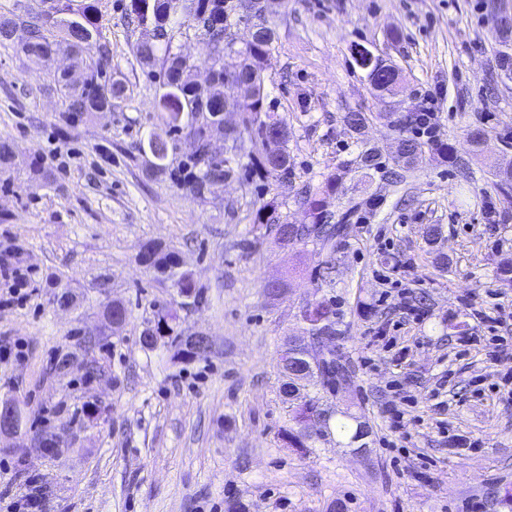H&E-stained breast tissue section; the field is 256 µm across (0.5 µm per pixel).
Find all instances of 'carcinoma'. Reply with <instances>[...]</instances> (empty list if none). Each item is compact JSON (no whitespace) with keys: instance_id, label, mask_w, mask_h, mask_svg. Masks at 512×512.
<instances>
[{"instance_id":"carcinoma-1","label":"carcinoma","mask_w":512,"mask_h":512,"mask_svg":"<svg viewBox=\"0 0 512 512\" xmlns=\"http://www.w3.org/2000/svg\"><path fill=\"white\" fill-rule=\"evenodd\" d=\"M37 8L29 14L28 29L30 38L22 45L25 55L45 58L58 52L71 56L74 66L84 68L82 78L74 80L68 72L56 78V85L68 101V119L76 120L92 112H110L112 105L126 97V85L104 72L102 65L108 56L98 43L99 16L97 0H35ZM195 5L191 18L207 36V59L212 76L210 83L199 89L191 81V66L180 55H167L163 63L165 80L159 98L160 107L168 112L174 131L184 129L183 117L202 118L201 125L190 130L192 151L190 161L198 172L188 179L189 190L202 197L215 181H222L234 173L231 162L205 152L208 139L205 129L224 127V115L215 111V105L224 101V88L230 81L251 84V95L240 105L242 128L230 127L225 136L237 141L242 132H247L258 148L259 157L254 163V171L276 179H286L292 173L291 158L286 144L288 127L280 122L261 119L266 98L262 80L261 64L271 50L275 40V30L266 26L256 40L247 45L245 52L231 68L224 67V31L231 26V18L236 15V5L229 0H192ZM167 0H131V12L140 23L157 24L156 38L167 36V27L172 20L166 19ZM51 24L58 28V38L50 41L41 36L42 29ZM100 50L99 64L90 66L85 62V54L91 49ZM159 47L153 42H142L136 46L135 55L142 68L153 70L158 61ZM397 72L388 66L374 68L366 72L373 89L390 94L394 90ZM398 154L408 164L413 163L424 151L425 143L414 136H401L398 140ZM148 149L155 159L154 169L161 173L166 170L165 160L169 146L165 141L153 138L143 140L139 149ZM341 177L329 175L324 186L316 192L303 189L297 193L296 202L309 216L307 224H288L280 220L278 204L271 199L258 209L252 231L265 230L275 235L278 241L288 242L294 247L312 244L318 255L324 256L321 263L331 264L336 238L344 231V223L332 221L324 208L323 196L334 193L340 185ZM141 260L156 268L170 281L171 287L183 297L200 298L191 275L178 270L173 253L155 243H147L140 254ZM177 314L168 304L157 305V322L145 329L144 334L162 340H170L177 353L185 356L199 354L190 341L174 334L171 323ZM303 320L308 324L311 336L326 337L329 347L325 357L311 356L309 351H296L289 347L282 356V374L285 378L283 393L288 400L289 418L294 422L291 428L281 432L282 439L291 448H310L320 438L332 434L340 443L348 446L356 443L359 433L367 431L366 422L361 417L340 412L332 415L321 408L319 399L309 394L308 386H319L333 391L336 385L347 381L349 369L336 362V310L324 301L308 306L303 312Z\"/></svg>"}]
</instances>
